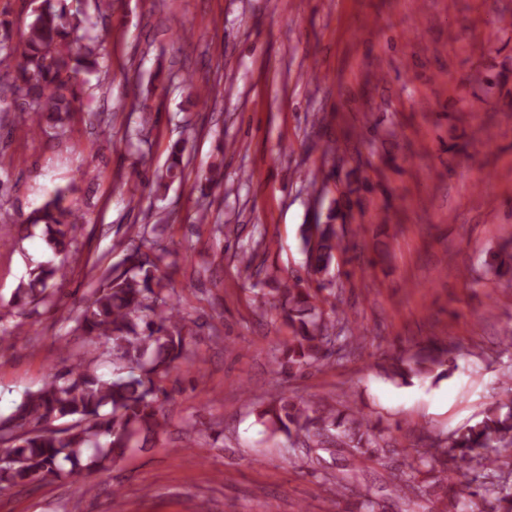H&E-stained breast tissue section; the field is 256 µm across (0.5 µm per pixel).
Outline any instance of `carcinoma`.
Segmentation results:
<instances>
[{
	"label": "carcinoma",
	"instance_id": "carcinoma-1",
	"mask_svg": "<svg viewBox=\"0 0 512 512\" xmlns=\"http://www.w3.org/2000/svg\"><path fill=\"white\" fill-rule=\"evenodd\" d=\"M93 15L71 12L66 0H30L29 21L19 43H13L12 21L0 17V57L9 61L7 88L18 111L29 114L28 132L54 139L68 138L69 118L82 101V74L97 71L102 42L89 35L73 37L90 18L103 22L112 0H89ZM188 140L169 146L164 168L155 175L156 191L167 190L184 177ZM70 189H58L15 227H38L48 252L67 258L77 247L84 214L64 204ZM343 228L336 208L326 221L305 224L301 239L306 253L307 279L278 281V308L291 336L276 349L282 371L301 375L337 355L355 354L365 341L364 330L346 317L325 309L328 297L342 286L331 279ZM262 242L243 252L244 282L260 294L264 267L255 264ZM168 251L158 239L138 229L126 248L122 264L104 270L83 302L69 313L72 334L112 359V378L90 368L89 351L74 349L70 364L40 389L27 392L6 419H0V489L58 476L63 466L78 474L85 468L107 470L143 447L162 429L170 393L164 381L179 363L192 362L196 323L175 302L167 277ZM490 267L512 280V247L504 245ZM65 275L64 264L37 262L29 267L4 305L23 312L57 306L55 281ZM455 369L451 350L434 344L423 357H394L385 368L393 382L413 379L439 381ZM507 398L492 403L481 418L450 434L427 435L423 445L405 456V477L392 483L390 493L366 492L349 512H387L388 501L408 494L440 495L442 512H512V484L502 474L512 470V385ZM257 421L272 436H282L313 453L335 457L332 481L336 497L346 496L358 480L360 464L380 461L390 452L392 437L382 433L353 403L314 406L296 401L283 391L255 403Z\"/></svg>",
	"mask_w": 512,
	"mask_h": 512
}]
</instances>
